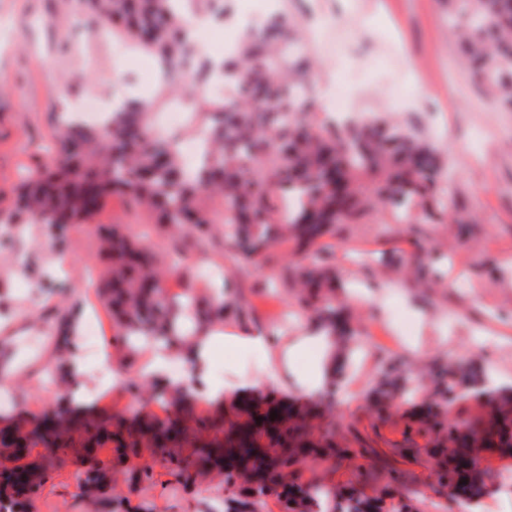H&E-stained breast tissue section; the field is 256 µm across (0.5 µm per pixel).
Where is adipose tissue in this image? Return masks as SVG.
<instances>
[{"instance_id":"adipose-tissue-1","label":"adipose tissue","mask_w":512,"mask_h":512,"mask_svg":"<svg viewBox=\"0 0 512 512\" xmlns=\"http://www.w3.org/2000/svg\"><path fill=\"white\" fill-rule=\"evenodd\" d=\"M213 334L211 330L200 331L194 338L193 348L174 344L167 348H144L137 356L144 375L160 383H174L171 365L182 360H191L199 380V390L204 398L218 401L224 396L223 386L214 384L209 375V353ZM238 344L260 352L264 358L266 385H282L288 375L294 354L307 346L314 347L316 356L309 368L306 382L300 386L304 398L315 399L333 390L341 359L336 353L333 337L325 331L316 330L311 335L275 338L265 331L253 330L237 335Z\"/></svg>"}]
</instances>
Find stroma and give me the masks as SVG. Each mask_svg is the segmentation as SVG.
<instances>
[{"mask_svg": "<svg viewBox=\"0 0 512 512\" xmlns=\"http://www.w3.org/2000/svg\"><path fill=\"white\" fill-rule=\"evenodd\" d=\"M282 10L295 19L296 37L316 43L303 66L319 102L318 119H334L328 96L336 88L347 93L354 112L418 129L438 158L436 175L453 181L458 210L454 218L434 211L423 222L398 224L390 208L379 203L356 222L338 225L318 245V254L354 290L349 304L360 362L344 369L331 405L344 445L366 454L335 466L305 460L301 476L332 487L353 480L359 467H376L379 477L363 491L384 512H396L402 502L413 512H450L448 491L439 485L430 458L434 436L420 431L416 416L432 399V380L445 375L449 365L512 377V110H502L466 68L448 28V0H220L216 12L222 22L202 29L200 41L208 56H222L239 21L257 26ZM338 16L348 24L331 51L319 40L324 24ZM117 43L98 34L82 0H0V210L14 208L20 174L48 163L53 154L59 86L69 88L76 101L126 85L132 94L147 97L157 87L154 58L139 52L116 55ZM96 221L146 234L156 256L175 249L174 241L126 197L112 196ZM274 251L280 259L276 266L211 242L188 254L169 287L179 291L200 268H223L237 297L221 335L241 326L308 335L305 312L284 279L285 263L296 259L294 244L279 241ZM432 253L440 258L431 272L435 287H412L405 266ZM61 254L69 257L66 292L41 291V272L56 270ZM103 270L97 238L88 231L70 232L59 247L42 225L20 224L0 244V343L21 352L9 366V381L0 382V425L19 412L36 421L55 407L60 389L40 379L56 355L55 318L98 311L99 344L115 349L112 313L98 290L87 285ZM396 310L413 320L412 335L386 330ZM78 360L89 403L128 418L149 411L165 415L154 391L133 394L114 387L111 372L91 358L87 340L79 342ZM388 361L426 373L427 380L381 416L368 393ZM211 370L214 380L232 387L239 399L268 394L253 384L263 358L248 348L230 356L223 344H215ZM99 457L111 462L116 479L104 500L92 503L82 495L77 476L84 466L71 459L47 472L34 512H211L219 498L226 512L245 508L240 487L216 480L183 482L160 452L146 450L117 463L106 448ZM145 467L152 478L134 480Z\"/></svg>", "mask_w": 512, "mask_h": 512, "instance_id": "1", "label": "stroma"}]
</instances>
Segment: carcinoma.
Returning <instances> with one entry per match:
<instances>
[{"label": "carcinoma", "instance_id": "obj_1", "mask_svg": "<svg viewBox=\"0 0 512 512\" xmlns=\"http://www.w3.org/2000/svg\"><path fill=\"white\" fill-rule=\"evenodd\" d=\"M89 13L112 34L161 60L173 75L189 55L183 10L209 12L212 0H84ZM448 22L468 66L479 73L487 92L512 108V69L488 70L484 62L512 47V0H448ZM258 38L241 31L234 51L221 70L237 77L236 106L209 99L204 89L215 72L207 60L195 63L190 87V133L207 140L204 160L191 173L183 168L178 143L152 130L159 101L173 103L160 92L148 102L126 99L112 111L106 125L58 120L56 159L26 172L17 206L24 223L46 227L52 238L93 223L112 195L130 199L161 229L178 240L186 254L224 236V243L243 249V256L266 264L278 239H291L301 258L287 269L302 307L315 324L344 343L345 310L336 307V276L332 267L310 254L311 246L336 225L348 224L373 204L362 182L380 184V202L394 210L400 224H410L432 210L448 211L453 186L435 184L428 171L437 167L433 151L399 126L364 121L351 130L350 147L315 118V101L297 97L305 86L293 64L306 57L288 37V16L276 14ZM294 195L298 204L281 216L280 199ZM100 253L109 261L101 297L112 310L129 356L157 343L190 345L193 331L181 326L184 313L195 315L196 327L224 322V285L212 287L209 300L199 303L193 285L169 297L164 284L172 260H158L141 238L122 224L101 234ZM70 319L57 321L60 353L71 352ZM485 378L451 369L437 381L446 407L428 408L421 423L435 422L444 432L437 452L440 480L460 490L458 498L480 501L499 486V475L481 467V452L507 453L512 448V386L477 390ZM157 398L173 407L161 418L143 413L132 419L97 407L70 406L37 422L22 416L0 428V466L12 468L16 479L0 487V512H30L45 468L30 459L44 448L61 459L71 448L96 455L110 448L120 458L142 448H156L187 480L216 470L224 484L242 479L260 504L282 497L289 512H314L320 500L326 512H364L354 488L331 490L298 483L302 458L318 454L336 460L346 450L336 444V426L324 421L314 403L280 404L272 419L269 403L231 408L222 415H195L194 391L165 385ZM457 402L474 403L465 425L439 422ZM101 469L79 475L82 493L95 497L102 489Z\"/></svg>", "mask_w": 512, "mask_h": 512}]
</instances>
